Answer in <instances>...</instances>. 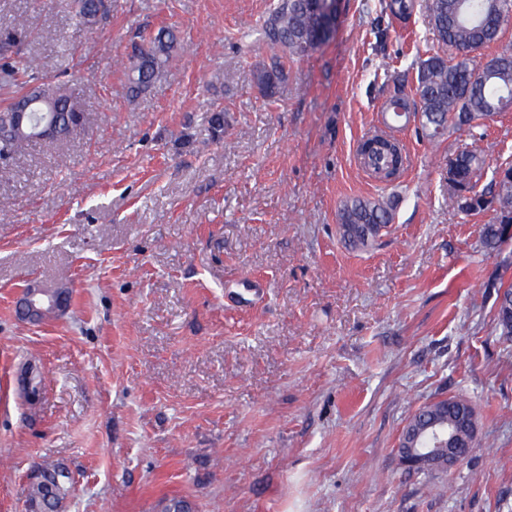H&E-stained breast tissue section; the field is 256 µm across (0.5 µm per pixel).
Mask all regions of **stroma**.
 I'll return each instance as SVG.
<instances>
[{
    "label": "stroma",
    "mask_w": 512,
    "mask_h": 512,
    "mask_svg": "<svg viewBox=\"0 0 512 512\" xmlns=\"http://www.w3.org/2000/svg\"><path fill=\"white\" fill-rule=\"evenodd\" d=\"M276 3L112 0L79 33L70 0H0V32L86 116L0 169V512H28L54 464L73 479L60 512H512V340L494 330L512 245L485 252L492 212L448 206L458 150L512 164V112L432 140L388 112L438 49L430 0L404 22L345 0L305 58L264 40ZM163 26L166 74L132 94L114 60ZM275 64L269 94L254 75ZM381 128L408 156L387 182L357 153ZM355 198L395 201L361 252L337 231ZM31 279L69 310L21 322ZM455 395L470 456L405 468L413 413Z\"/></svg>",
    "instance_id": "stroma-1"
}]
</instances>
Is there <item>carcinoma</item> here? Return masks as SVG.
I'll return each instance as SVG.
<instances>
[{
	"instance_id": "1",
	"label": "carcinoma",
	"mask_w": 512,
	"mask_h": 512,
	"mask_svg": "<svg viewBox=\"0 0 512 512\" xmlns=\"http://www.w3.org/2000/svg\"><path fill=\"white\" fill-rule=\"evenodd\" d=\"M75 20L80 27L98 23L110 9V0H74ZM383 11L399 20L409 19L417 8V0H384ZM432 30L440 51L420 60L412 95L403 84L394 87L388 110L407 111V101L420 112L421 135L432 139L441 136L448 122L469 126L512 109V41H503L512 26V0H431ZM341 16L320 20L313 0H280L264 23V35L272 45L289 55L304 58L319 50L334 35ZM177 37L170 29H161L146 48L134 55L135 62L127 72L131 92L138 94L163 76ZM496 46L493 56L481 65L474 64L475 54ZM257 83L273 92L279 79L275 68L261 69ZM43 81L33 60L19 50L10 36L0 38V89L14 96L32 83ZM31 111L47 122L58 124L56 140L72 137L71 129L85 124V117L73 108L61 107L48 112L36 103ZM38 141L31 134L0 139V155L6 167L22 148ZM364 166L376 175L396 174L404 167L405 157L397 144H388L375 135L361 146ZM488 168L486 157L467 149L459 151L448 162V206L466 214L492 209V220L480 228V244L487 252H496L503 244L506 225L512 224V167L493 172L482 179ZM393 202L353 199L343 205L338 215L342 225L339 234L354 249L369 247L379 234V225L391 221ZM495 331L512 338V284L504 287L497 298ZM456 419L462 438L469 442L475 435L476 417L472 403L459 396L439 399L420 406L409 420L415 430L431 418ZM69 471L54 466L43 471V480L29 488L28 503L39 512H59L61 501L70 484Z\"/></svg>"
}]
</instances>
